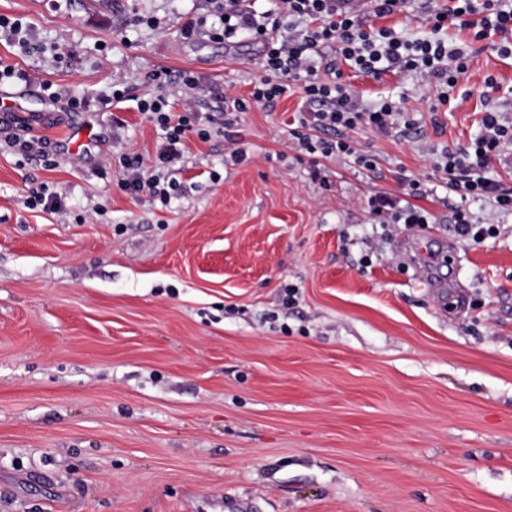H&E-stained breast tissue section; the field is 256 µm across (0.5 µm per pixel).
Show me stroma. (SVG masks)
<instances>
[{"label":"stroma","mask_w":512,"mask_h":512,"mask_svg":"<svg viewBox=\"0 0 512 512\" xmlns=\"http://www.w3.org/2000/svg\"><path fill=\"white\" fill-rule=\"evenodd\" d=\"M87 2L0 0L28 41L0 34V58L30 76L0 99L29 101L35 136L63 141L87 114L101 134L47 165L0 125V512H512V214L483 242L458 236L451 207H489L434 170L484 112L512 117V55L443 30L469 62L436 112L427 75L345 70L362 107L399 99L415 121L350 131L372 172L286 147L291 86L237 113L247 163L189 137L164 207L123 192L115 161L159 147L133 102L145 76L187 69L244 97L257 47L182 38L189 18L217 21L213 0ZM443 5L366 23L422 37ZM117 79L131 100L113 103ZM406 179L430 223H378L370 199ZM42 186L61 210L27 207Z\"/></svg>","instance_id":"stroma-1"}]
</instances>
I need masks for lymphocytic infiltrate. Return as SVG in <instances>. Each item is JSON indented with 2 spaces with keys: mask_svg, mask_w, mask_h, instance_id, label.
Wrapping results in <instances>:
<instances>
[{
  "mask_svg": "<svg viewBox=\"0 0 512 512\" xmlns=\"http://www.w3.org/2000/svg\"><path fill=\"white\" fill-rule=\"evenodd\" d=\"M279 17L257 15L244 8L240 0H222L219 24L206 18L187 20L182 27L184 38L206 36L212 40H230L248 35L259 47L261 75L248 97L231 102L235 112L247 111L251 105L274 104L291 83H299L304 110L298 125L290 131L293 150L322 157H354L365 169L372 170L376 161L360 153L348 138V131L365 124L380 134L394 129L411 130L414 121L401 102L385 99L373 108L360 109L350 87L342 80L343 68L376 77L392 72L402 77L424 73L434 78L436 96L431 111H438L450 98V90L460 74L468 68L465 49L438 38V31L448 23L473 30L475 39L495 33L500 37V51L512 54V0H454L444 10L432 13L433 37L405 39L395 29L366 28L356 8L340 7L337 0H277ZM149 90L137 100V110L147 115L162 132V141L152 162L136 153L118 157L125 177L122 191L150 198L168 205L181 187L170 173L183 156L184 141L195 135L206 141L212 135L224 138V152L233 163H242L246 153L239 148L232 119L215 124L210 116L195 108L198 99L215 95L216 90L197 73L182 71L171 74L153 70L147 77ZM178 87L184 96L181 109L169 100L170 87ZM480 134L467 146L441 154L434 169L448 185L449 192L460 198L487 201L492 215L486 221H473L464 208H455L451 221L458 234L475 242L495 232V215L512 213V186L487 177L491 161L512 154V120L496 111L485 112Z\"/></svg>",
  "mask_w": 512,
  "mask_h": 512,
  "instance_id": "obj_1",
  "label": "lymphocytic infiltrate"
}]
</instances>
